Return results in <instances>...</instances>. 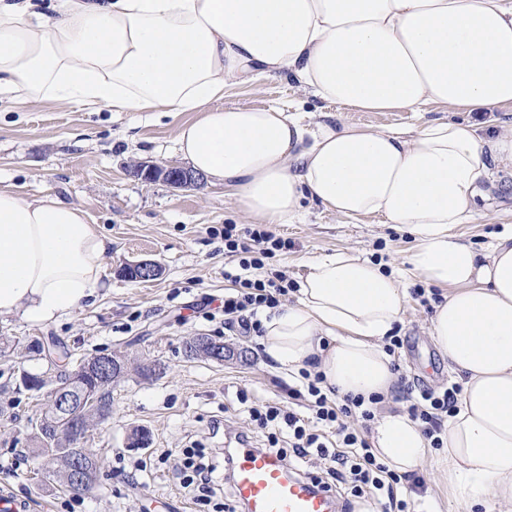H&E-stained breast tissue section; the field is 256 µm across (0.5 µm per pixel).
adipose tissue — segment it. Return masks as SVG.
<instances>
[{
	"label": "adipose tissue",
	"instance_id": "adipose-tissue-1",
	"mask_svg": "<svg viewBox=\"0 0 512 512\" xmlns=\"http://www.w3.org/2000/svg\"><path fill=\"white\" fill-rule=\"evenodd\" d=\"M286 77L359 112L447 119L409 131L307 129L278 107H226V88ZM116 112H189L178 150L230 189L254 224H291L304 201L408 231L409 270L442 289L430 335L463 389L441 474L474 504L512 507V235L485 254L459 241L494 170L512 171V123L485 136L472 112L512 108V0H0V101ZM111 246L78 206L0 189V315L55 320L102 286ZM407 290L382 264L310 260L297 301L261 317L265 354L288 373L318 359L342 395H389L383 341ZM396 471L428 454L408 415L377 418Z\"/></svg>",
	"mask_w": 512,
	"mask_h": 512
}]
</instances>
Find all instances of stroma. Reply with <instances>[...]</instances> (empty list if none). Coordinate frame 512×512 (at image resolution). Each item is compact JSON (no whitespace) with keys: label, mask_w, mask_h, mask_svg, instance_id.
I'll return each instance as SVG.
<instances>
[{"label":"stroma","mask_w":512,"mask_h":512,"mask_svg":"<svg viewBox=\"0 0 512 512\" xmlns=\"http://www.w3.org/2000/svg\"><path fill=\"white\" fill-rule=\"evenodd\" d=\"M224 105L264 108L275 105L300 113L307 125L353 123L377 130H409L442 117L430 105L420 112H351L299 89L285 78H264L224 91ZM188 112H115L79 108L65 102H33L0 109V189L25 198L50 195L80 207L112 245L104 262V288L96 298L55 321L36 324L22 315H0V337L9 349L0 356V386L14 385L19 368L45 369L31 357L32 340L58 339L75 358L115 351L126 355L125 378L112 389V409L94 421L85 447L97 460L100 476L89 491L73 494L44 476L46 460L29 443L47 406L46 393L14 395L0 414V490L31 497L37 512H198L181 491L172 467L184 448L205 449L215 457L230 438L252 435L239 415L238 391L269 403H286L288 377L263 352L259 340L226 332L200 313L208 299L222 298L231 269L219 231L243 223L235 200L223 185L174 188L131 174L141 162L183 165L176 150L179 125ZM296 224L273 230L288 241L271 259L292 281L304 275L315 257L346 251L381 261L405 276L412 235L373 218L337 215L305 203ZM473 222L457 229L462 240L485 251L495 238L512 231V175L500 172L490 199L480 200ZM152 259L159 278L130 281L121 276L128 262ZM431 312L409 299L402 323L394 327L404 345L393 359L408 380L437 388L456 382L448 360L430 335ZM204 334L245 347L243 361L193 359L186 341ZM161 362L159 375L143 378L140 365ZM135 428L147 430L144 448L126 444ZM426 482V512H486L467 507L440 478L439 452L431 450L418 465Z\"/></svg>","instance_id":"obj_1"}]
</instances>
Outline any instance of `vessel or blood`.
I'll list each match as a JSON object with an SVG mask.
<instances>
[{"label":"vessel or blood","mask_w":512,"mask_h":512,"mask_svg":"<svg viewBox=\"0 0 512 512\" xmlns=\"http://www.w3.org/2000/svg\"><path fill=\"white\" fill-rule=\"evenodd\" d=\"M230 454L234 500L245 512H338L328 492L294 475L276 454L242 438Z\"/></svg>","instance_id":"1"}]
</instances>
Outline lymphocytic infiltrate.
Instances as JSON below:
<instances>
[{"instance_id":"f902f5d3","label":"lymphocytic infiltrate","mask_w":512,"mask_h":512,"mask_svg":"<svg viewBox=\"0 0 512 512\" xmlns=\"http://www.w3.org/2000/svg\"><path fill=\"white\" fill-rule=\"evenodd\" d=\"M287 247V240L267 225H225L224 252L236 261L234 271L224 274L233 285L221 306L226 330L248 337L262 335L258 312L278 307L295 289L284 271L269 266L270 259ZM323 381L315 368H304L288 388L287 404L259 403L244 392L238 401L265 437V450L276 453L293 470L304 471L310 461H318L328 478L350 484L354 497L371 496L383 512H409L407 501L397 497L395 488L403 482L423 487V478L413 472L390 470L378 460L367 432L351 429L348 424L353 417L374 421L385 407V398L376 394L367 398L342 396L323 388ZM460 392L456 383L435 389L404 381L397 399L404 403L407 415L420 426L431 447L439 449L445 422L457 411ZM173 476L198 506L212 512H238L233 500L215 501V491L228 483L229 471L207 462L204 449H184L173 467Z\"/></svg>"}]
</instances>
